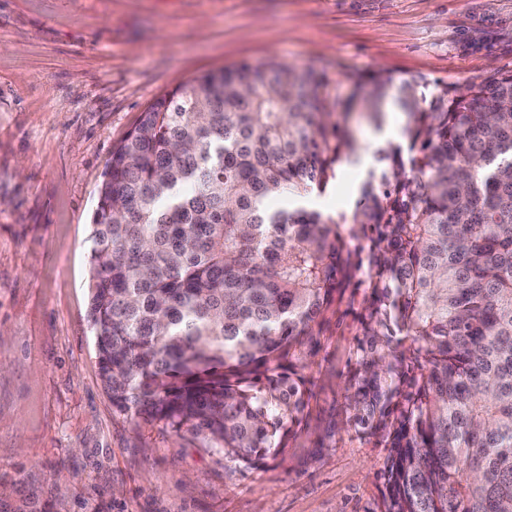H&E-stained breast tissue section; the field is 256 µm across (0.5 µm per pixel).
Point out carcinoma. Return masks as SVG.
Returning a JSON list of instances; mask_svg holds the SVG:
<instances>
[{
	"instance_id": "cac0c4a2",
	"label": "carcinoma",
	"mask_w": 512,
	"mask_h": 512,
	"mask_svg": "<svg viewBox=\"0 0 512 512\" xmlns=\"http://www.w3.org/2000/svg\"><path fill=\"white\" fill-rule=\"evenodd\" d=\"M351 86L347 112L379 129L395 104L405 144L337 218L301 204L360 151L326 70L245 63L141 114L92 216L102 382L116 412L264 469L308 402L306 338L363 268L345 399L388 451L383 512H512V72Z\"/></svg>"
}]
</instances>
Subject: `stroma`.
Here are the masks:
<instances>
[{
    "mask_svg": "<svg viewBox=\"0 0 512 512\" xmlns=\"http://www.w3.org/2000/svg\"><path fill=\"white\" fill-rule=\"evenodd\" d=\"M280 62L451 86L512 71V0H0V490L43 512H381L386 451L348 431L363 290L315 329L287 454L242 471L115 412L89 319L91 218L113 147L205 73ZM316 201L351 213L385 145Z\"/></svg>",
    "mask_w": 512,
    "mask_h": 512,
    "instance_id": "1",
    "label": "stroma"
}]
</instances>
